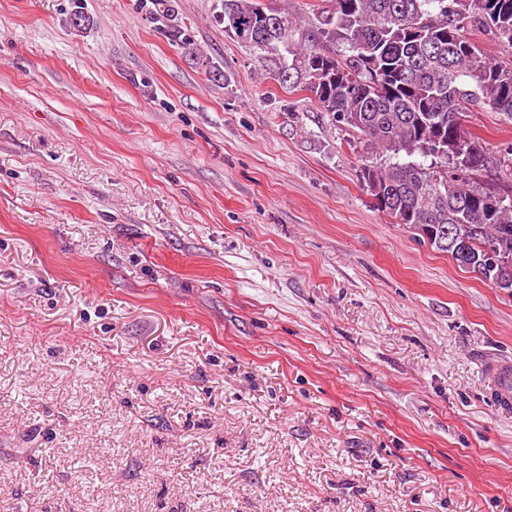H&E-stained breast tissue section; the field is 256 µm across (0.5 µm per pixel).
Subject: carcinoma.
Wrapping results in <instances>:
<instances>
[{
	"mask_svg": "<svg viewBox=\"0 0 512 512\" xmlns=\"http://www.w3.org/2000/svg\"><path fill=\"white\" fill-rule=\"evenodd\" d=\"M156 29L191 51L194 34L177 0H144ZM260 0H215L224 33L253 51L263 75L306 91L330 120L354 134L359 176L376 210L403 224L459 267L496 284L512 268V189L483 174L509 167L452 115L483 104L512 116V64L487 57L471 29L512 49V0H317L308 20ZM76 28L90 25L71 0ZM446 141L453 160L426 154Z\"/></svg>",
	"mask_w": 512,
	"mask_h": 512,
	"instance_id": "1",
	"label": "carcinoma"
}]
</instances>
